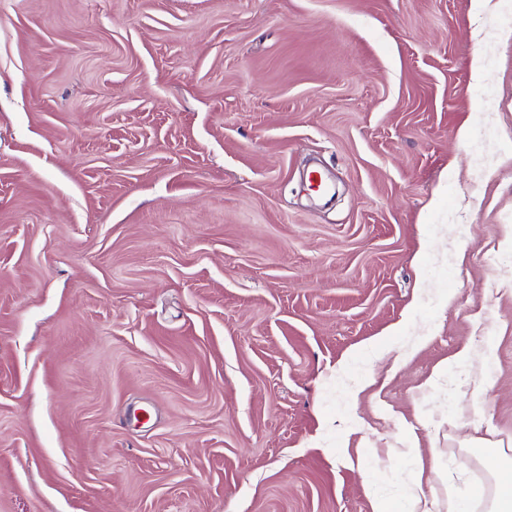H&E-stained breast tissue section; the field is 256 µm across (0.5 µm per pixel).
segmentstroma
Instances as JSON below:
<instances>
[{"mask_svg":"<svg viewBox=\"0 0 512 512\" xmlns=\"http://www.w3.org/2000/svg\"><path fill=\"white\" fill-rule=\"evenodd\" d=\"M491 2L0 0V512H485L512 455Z\"/></svg>","mask_w":512,"mask_h":512,"instance_id":"1","label":"stroma"}]
</instances>
